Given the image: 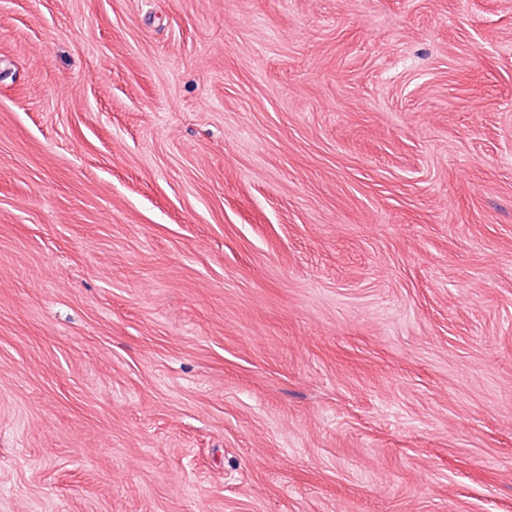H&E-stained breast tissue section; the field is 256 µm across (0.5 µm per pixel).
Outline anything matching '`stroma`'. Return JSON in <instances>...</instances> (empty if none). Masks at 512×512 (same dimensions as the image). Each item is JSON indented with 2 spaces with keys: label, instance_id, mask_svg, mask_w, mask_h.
<instances>
[{
  "label": "stroma",
  "instance_id": "1",
  "mask_svg": "<svg viewBox=\"0 0 512 512\" xmlns=\"http://www.w3.org/2000/svg\"><path fill=\"white\" fill-rule=\"evenodd\" d=\"M0 512H512V0H0Z\"/></svg>",
  "mask_w": 512,
  "mask_h": 512
}]
</instances>
